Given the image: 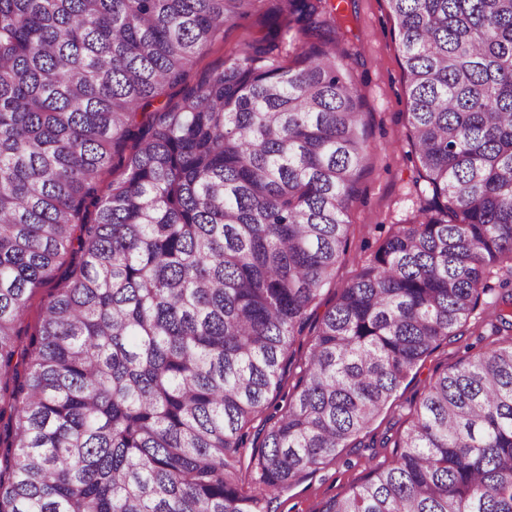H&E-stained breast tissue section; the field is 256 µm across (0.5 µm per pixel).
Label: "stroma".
<instances>
[{"label":"stroma","mask_w":512,"mask_h":512,"mask_svg":"<svg viewBox=\"0 0 512 512\" xmlns=\"http://www.w3.org/2000/svg\"><path fill=\"white\" fill-rule=\"evenodd\" d=\"M273 0H260L253 15L225 28L223 39L207 50L189 69L187 84L204 72L223 66L249 44L265 35V19ZM342 46L352 86L363 101L371 152L360 180L359 194L351 203L347 220L350 245L336 267L333 282L321 292L322 306L334 302L393 225L408 222L425 200L418 181V162L407 139L409 101L406 76L395 20L388 0H343ZM502 271L488 278L492 290L481 297L471 319L457 336L440 345L414 370L397 391L391 410L380 414L359 438L344 448L336 462L320 466L299 482L272 495L268 512H321L325 503L348 493L370 468L390 463L397 450L382 445V437H397L410 424L416 402L435 372L459 362L491 341L495 318V285Z\"/></svg>","instance_id":"obj_1"}]
</instances>
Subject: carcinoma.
<instances>
[{"mask_svg":"<svg viewBox=\"0 0 512 512\" xmlns=\"http://www.w3.org/2000/svg\"><path fill=\"white\" fill-rule=\"evenodd\" d=\"M259 2L0 0V512H263L391 408L494 268L509 343L435 373L394 460L322 512H512V0H388L426 205L320 316L369 155L340 7L268 15L300 67L244 49L139 113ZM311 336H302L300 340H298L293 347L290 349L289 357H290V369L286 373L284 377L283 388L278 393V395L273 396V403L283 404L282 400L286 397L287 394L292 393L293 387L295 385L297 379V372L299 371L298 365L304 360L307 355L310 345H311Z\"/></svg>","mask_w":512,"mask_h":512,"instance_id":"1","label":"carcinoma"}]
</instances>
